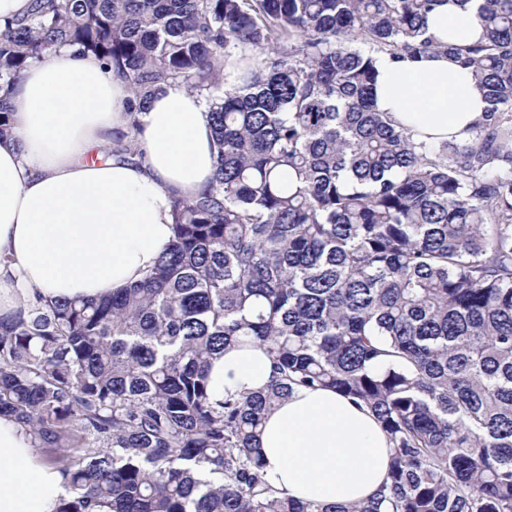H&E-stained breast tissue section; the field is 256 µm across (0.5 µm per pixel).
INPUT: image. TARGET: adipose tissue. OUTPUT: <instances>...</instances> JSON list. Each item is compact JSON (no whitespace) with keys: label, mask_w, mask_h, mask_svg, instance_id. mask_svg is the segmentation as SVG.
<instances>
[{"label":"adipose tissue","mask_w":512,"mask_h":512,"mask_svg":"<svg viewBox=\"0 0 512 512\" xmlns=\"http://www.w3.org/2000/svg\"><path fill=\"white\" fill-rule=\"evenodd\" d=\"M440 39L481 29L446 0L427 16ZM375 105L418 138L465 141L487 103L472 76L441 53L379 57ZM126 82L61 48L32 63L10 92L12 136L0 140V317L27 303L97 300L142 279L173 237V198H195L214 172L207 106L164 85L140 117L143 162L100 159L127 125ZM271 363L234 348L210 369L216 398L263 390ZM266 481L298 500L350 504L383 482L390 443L374 415L326 388H296L272 410L257 443ZM13 417L0 416V512H55L65 494Z\"/></svg>","instance_id":"1"}]
</instances>
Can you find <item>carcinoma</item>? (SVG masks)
Listing matches in <instances>:
<instances>
[{"instance_id": "cac0c4a2", "label": "carcinoma", "mask_w": 512, "mask_h": 512, "mask_svg": "<svg viewBox=\"0 0 512 512\" xmlns=\"http://www.w3.org/2000/svg\"><path fill=\"white\" fill-rule=\"evenodd\" d=\"M442 2L34 0L0 31V139L9 88L61 47L127 81L108 155L140 157L136 115L169 82L215 136L209 186L173 200L141 281L0 319V414L36 448H81L56 512H512V0H450L473 7L469 43L428 32ZM428 51L485 95L465 142L374 109L377 58ZM253 343L268 385L215 398L212 361ZM297 386L374 414L392 455L372 497L262 479L265 414Z\"/></svg>"}]
</instances>
